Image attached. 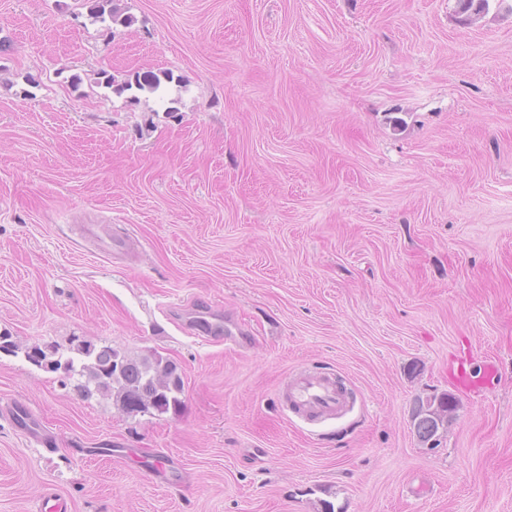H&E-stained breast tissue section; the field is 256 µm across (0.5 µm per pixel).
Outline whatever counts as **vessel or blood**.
I'll use <instances>...</instances> for the list:
<instances>
[{"label": "vessel or blood", "mask_w": 512, "mask_h": 512, "mask_svg": "<svg viewBox=\"0 0 512 512\" xmlns=\"http://www.w3.org/2000/svg\"><path fill=\"white\" fill-rule=\"evenodd\" d=\"M197 330L207 336H221L237 345L247 341L243 331L235 325H225L221 316L211 315L196 324ZM289 411L306 422L338 420L348 415L350 397L338 378L302 371L290 377L286 385Z\"/></svg>", "instance_id": "b4317fda"}]
</instances>
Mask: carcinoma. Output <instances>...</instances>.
Instances as JSON below:
<instances>
[{
    "instance_id": "1",
    "label": "carcinoma",
    "mask_w": 512,
    "mask_h": 512,
    "mask_svg": "<svg viewBox=\"0 0 512 512\" xmlns=\"http://www.w3.org/2000/svg\"><path fill=\"white\" fill-rule=\"evenodd\" d=\"M90 18L129 26L133 19L120 13L115 0H86ZM101 84L121 93L136 89L165 100L167 84L173 81L170 72L146 71L119 82L114 75L98 72ZM72 355L55 358L52 345H33L25 348L24 355L33 365L51 371L64 370L78 377V391L88 397L94 393L112 400V404L127 414L169 411L178 413L182 407L184 383L176 365L160 355L131 356L111 346L96 347L93 343L75 337L71 340ZM414 432L422 444H427L438 430L437 420L426 412L424 399L415 401L412 410Z\"/></svg>"
}]
</instances>
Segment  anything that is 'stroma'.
Listing matches in <instances>:
<instances>
[{
  "mask_svg": "<svg viewBox=\"0 0 512 512\" xmlns=\"http://www.w3.org/2000/svg\"><path fill=\"white\" fill-rule=\"evenodd\" d=\"M116 3L132 26L0 0V331L167 357L183 407L0 352V512H512V0ZM102 70L172 72L174 111ZM205 309L249 347L190 330ZM462 356L495 381L458 392ZM303 368L349 417L289 413ZM444 392L430 449L411 407Z\"/></svg>",
  "mask_w": 512,
  "mask_h": 512,
  "instance_id": "obj_1",
  "label": "stroma"
}]
</instances>
